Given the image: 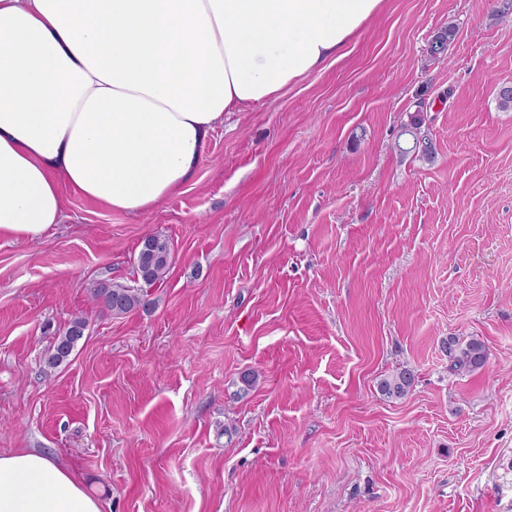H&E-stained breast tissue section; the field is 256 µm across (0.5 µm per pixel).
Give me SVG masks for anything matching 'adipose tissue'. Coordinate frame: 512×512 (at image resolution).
<instances>
[{
	"mask_svg": "<svg viewBox=\"0 0 512 512\" xmlns=\"http://www.w3.org/2000/svg\"><path fill=\"white\" fill-rule=\"evenodd\" d=\"M384 0H0V236L62 186L139 214L192 182L228 112L340 60ZM0 512H102L43 453L0 455Z\"/></svg>",
	"mask_w": 512,
	"mask_h": 512,
	"instance_id": "obj_1",
	"label": "adipose tissue"
}]
</instances>
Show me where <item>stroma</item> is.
<instances>
[{
    "label": "stroma",
    "instance_id": "obj_1",
    "mask_svg": "<svg viewBox=\"0 0 512 512\" xmlns=\"http://www.w3.org/2000/svg\"><path fill=\"white\" fill-rule=\"evenodd\" d=\"M504 85L512 0H385L343 59L225 113L155 209L63 187L61 223L0 237V454L51 456L103 512H512ZM421 108L428 162L396 149ZM150 234L169 273L113 315L93 294L143 286ZM451 336L485 342L483 369L449 373ZM402 367L415 384L388 400ZM171 253V244L164 236L151 234L142 239L136 259V271L144 284L152 286L166 278L171 264ZM86 321L80 317H73L57 336L54 346L48 354L45 364L48 368H55L67 361L77 343L83 338L86 330ZM415 383L413 370L403 367L383 378L379 383L381 394L391 400L404 398Z\"/></svg>",
    "mask_w": 512,
    "mask_h": 512
}]
</instances>
